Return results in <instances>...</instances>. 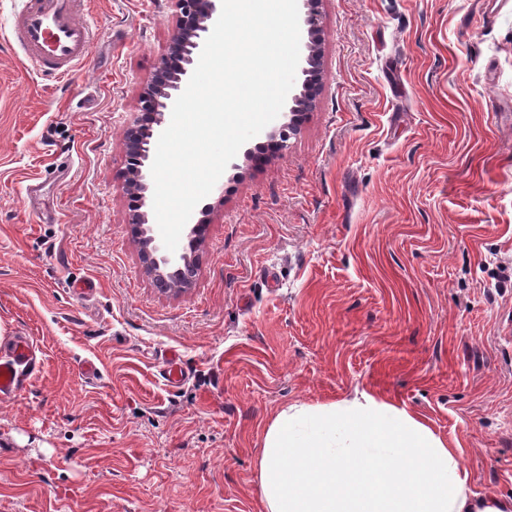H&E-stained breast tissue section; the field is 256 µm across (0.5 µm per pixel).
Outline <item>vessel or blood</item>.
I'll list each match as a JSON object with an SVG mask.
<instances>
[{
  "mask_svg": "<svg viewBox=\"0 0 512 512\" xmlns=\"http://www.w3.org/2000/svg\"><path fill=\"white\" fill-rule=\"evenodd\" d=\"M13 38L45 76L64 78L88 62L94 34L78 14V0H25L12 22ZM32 360L28 341H16L12 358L0 362V400L20 396L18 367Z\"/></svg>",
  "mask_w": 512,
  "mask_h": 512,
  "instance_id": "b4317fda",
  "label": "vessel or blood"
}]
</instances>
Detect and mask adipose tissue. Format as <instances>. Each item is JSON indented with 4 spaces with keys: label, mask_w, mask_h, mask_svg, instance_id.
<instances>
[{
    "label": "adipose tissue",
    "mask_w": 512,
    "mask_h": 512,
    "mask_svg": "<svg viewBox=\"0 0 512 512\" xmlns=\"http://www.w3.org/2000/svg\"><path fill=\"white\" fill-rule=\"evenodd\" d=\"M255 469L266 512H512L469 490L458 449L366 394L284 405Z\"/></svg>",
    "instance_id": "ef3b65f1"
}]
</instances>
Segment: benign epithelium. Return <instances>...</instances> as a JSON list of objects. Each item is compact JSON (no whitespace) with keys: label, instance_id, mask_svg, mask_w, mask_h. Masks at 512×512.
<instances>
[{"label":"benign epithelium","instance_id":"7a95c632","mask_svg":"<svg viewBox=\"0 0 512 512\" xmlns=\"http://www.w3.org/2000/svg\"><path fill=\"white\" fill-rule=\"evenodd\" d=\"M321 2L303 0V22L308 34L301 68L304 79L300 88L287 96L291 102L289 121L269 133V137L274 139L275 148L281 152L288 148V138L298 133L303 116L315 107L321 86L322 51L318 46L323 24ZM176 6L172 37L138 93L137 111L141 112L140 118L127 128L124 136L127 160L122 178L138 198L137 207L130 211L129 223L139 233L140 255L146 273L160 280L178 275L182 267L190 262V257L166 253L158 228L149 225L146 162L157 145L164 116L172 111L174 101L187 86L206 34L221 13L222 0H176Z\"/></svg>","mask_w":512,"mask_h":512}]
</instances>
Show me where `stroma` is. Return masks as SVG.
Instances as JSON below:
<instances>
[{"mask_svg":"<svg viewBox=\"0 0 512 512\" xmlns=\"http://www.w3.org/2000/svg\"><path fill=\"white\" fill-rule=\"evenodd\" d=\"M18 6L0 0V358L25 336L36 367L0 402V512H265L278 410L358 391L512 497V0H323L316 107L193 211L182 293L145 274L121 179L175 0H84L92 53L58 80L13 42Z\"/></svg>","mask_w":512,"mask_h":512,"instance_id":"35a3bbf8","label":"stroma"}]
</instances>
